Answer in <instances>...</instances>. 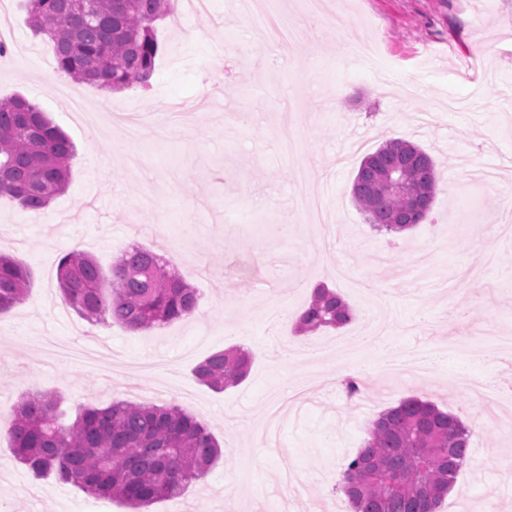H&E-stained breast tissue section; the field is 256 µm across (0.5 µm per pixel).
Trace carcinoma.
Listing matches in <instances>:
<instances>
[{"instance_id":"carcinoma-1","label":"carcinoma","mask_w":512,"mask_h":512,"mask_svg":"<svg viewBox=\"0 0 512 512\" xmlns=\"http://www.w3.org/2000/svg\"><path fill=\"white\" fill-rule=\"evenodd\" d=\"M177 0H27V22L49 38L57 69L78 82L121 91L151 84L160 50L158 22ZM75 146L38 106L21 94L0 99V197L41 211L65 189ZM396 172L419 190L398 193ZM439 172L423 149L387 140L361 162L352 196L369 223L403 232L423 223L436 199ZM31 274L0 254V314L24 302ZM58 283L66 305L83 318L146 331L193 316L200 295L155 251L134 246L106 275L82 253L65 255ZM352 319L344 299L320 285L295 333L340 328ZM250 354L237 347L203 360L195 376L222 391L247 376ZM7 433L17 459L37 476L53 475L92 496L108 495L134 509L180 497L206 477L222 449L208 427L177 405L114 401L88 405L68 420L58 399L21 397ZM471 430L455 415L418 396L384 410L342 473L351 512H438L470 462Z\"/></svg>"}]
</instances>
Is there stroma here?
<instances>
[{"mask_svg": "<svg viewBox=\"0 0 512 512\" xmlns=\"http://www.w3.org/2000/svg\"><path fill=\"white\" fill-rule=\"evenodd\" d=\"M297 27L290 54L266 42L235 0H210L209 11H176L158 25L163 46L150 89H99L74 80L48 87L56 63L48 38L33 37L24 0H0V20L12 31L0 58V98L23 93L47 112L76 146L65 190L45 216L0 198V251L32 276L25 302L0 315V512H129L124 503L94 497L55 477L37 478L15 457L4 429L25 393L60 395L67 418L80 406L115 399L171 403L207 424L224 457L177 500L149 512H266L289 502L314 512H350L337 477L363 445L384 409L420 396L472 430L478 466L465 467L439 512H484L486 502L512 512V482L500 474L512 458V406L487 407L452 379H489L494 363L483 336L485 319L512 334V237L488 234L493 218L512 215V0H327L323 14L301 0H275ZM351 40L352 51L336 46ZM260 51L252 68L228 58L216 81L212 50ZM374 44L386 80L356 48ZM298 98L290 153L278 124L288 97ZM420 144L436 161L439 192L430 218L405 235L368 224L351 196L361 160L390 133ZM338 217L339 243L325 246L302 224L306 201ZM178 225L176 246L153 225ZM144 246L169 258L197 288L195 314L151 331L84 322L62 301L57 270L78 249L103 270L125 250ZM417 259L451 279L483 271L470 292L432 294L397 269ZM342 262L368 284L356 290L336 278ZM382 282L384 296L371 291ZM336 289L353 311L340 329L293 335L294 323L270 328L265 301L287 292L290 312L303 310L313 288ZM387 305L399 347L432 350L430 376L379 379L386 359L364 352L368 397L348 400L332 385L335 360L296 365L272 347L311 348L367 334L372 314ZM249 350L246 379L217 392L194 375L211 354ZM306 377L308 391L279 427L275 447L259 440L255 420L272 388ZM291 469L313 483L315 497L284 498L276 479Z\"/></svg>", "mask_w": 512, "mask_h": 512, "instance_id": "stroma-1", "label": "stroma"}]
</instances>
